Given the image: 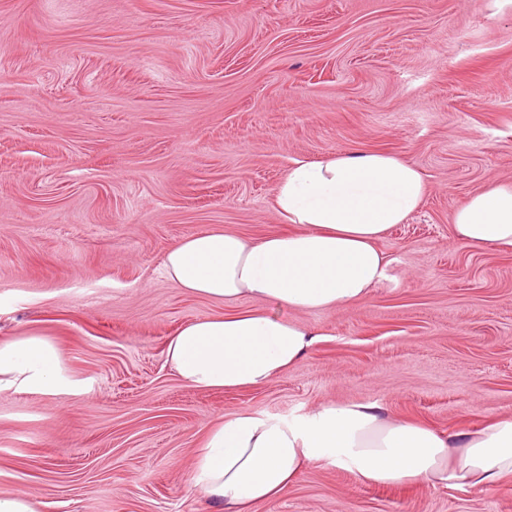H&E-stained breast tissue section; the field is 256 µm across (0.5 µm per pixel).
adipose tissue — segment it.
<instances>
[{"mask_svg": "<svg viewBox=\"0 0 512 512\" xmlns=\"http://www.w3.org/2000/svg\"><path fill=\"white\" fill-rule=\"evenodd\" d=\"M425 193L414 164L383 152L295 162L275 192V206L295 232L250 240L209 228L165 254L166 278L185 293L259 304L187 323L169 338L168 361L194 388L267 385L318 340L282 309L322 311L367 298L388 278L377 241L412 215ZM454 230L463 245L512 247V183L470 196L455 212ZM11 388L53 396L81 385L66 375L54 344L31 334L0 342V390ZM321 464L370 484L492 488L512 477V416L446 434L390 418L375 403L325 406L290 419L233 413L209 431L191 486L224 512H246Z\"/></svg>", "mask_w": 512, "mask_h": 512, "instance_id": "obj_1", "label": "adipose tissue"}]
</instances>
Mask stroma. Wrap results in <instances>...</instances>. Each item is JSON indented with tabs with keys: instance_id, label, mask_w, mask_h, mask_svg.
Returning <instances> with one entry per match:
<instances>
[{
	"instance_id": "obj_1",
	"label": "stroma",
	"mask_w": 512,
	"mask_h": 512,
	"mask_svg": "<svg viewBox=\"0 0 512 512\" xmlns=\"http://www.w3.org/2000/svg\"><path fill=\"white\" fill-rule=\"evenodd\" d=\"M350 150L429 190L379 240L388 278L260 389L199 390L166 342L220 305L162 273L181 238L291 231L293 162ZM512 182V0H0V340H50L86 388L0 391V497L36 512H221L189 486L222 416L375 403L445 433L512 415V248L455 210ZM249 512H512L496 488L309 467Z\"/></svg>"
}]
</instances>
